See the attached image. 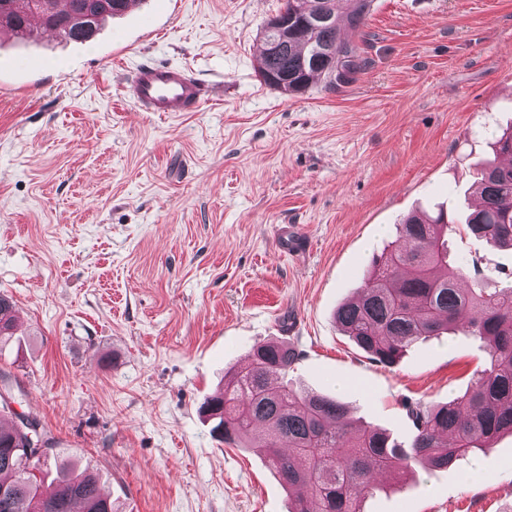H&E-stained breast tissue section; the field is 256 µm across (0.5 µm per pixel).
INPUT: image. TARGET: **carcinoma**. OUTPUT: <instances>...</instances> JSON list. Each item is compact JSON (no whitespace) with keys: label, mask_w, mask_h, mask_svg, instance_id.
<instances>
[{"label":"carcinoma","mask_w":512,"mask_h":512,"mask_svg":"<svg viewBox=\"0 0 512 512\" xmlns=\"http://www.w3.org/2000/svg\"><path fill=\"white\" fill-rule=\"evenodd\" d=\"M17 0H0V29L28 39L29 19L72 41H88L127 0H92L91 31L72 22L85 0H45L18 14ZM341 0H285L288 36L272 51L263 30L258 73L263 83L296 94L323 79L325 88L348 84L359 70L356 51L340 38ZM351 27L364 24L372 0H348ZM481 205L466 229L498 249L512 250V165L496 161L477 173ZM454 227L440 211L412 215L397 225L402 245L384 247L369 264L363 291L336 310L342 331L372 360L396 365L413 344L440 333L464 331L486 344L488 363L465 393L442 404L407 407L414 433L406 446L384 430H352L345 405L329 397L288 388L283 379L298 359L285 340L253 348L243 371L224 375V388L206 400L212 431L229 445L262 454L292 495V512H362L377 488L375 476L402 484L418 466L446 469L502 434L512 435V286L489 288L478 270L467 273L451 254ZM13 303L0 296V346L13 337ZM51 453L32 457L20 425L0 427V512H115L100 495L98 476L50 463ZM55 486L44 491L45 477Z\"/></svg>","instance_id":"1"}]
</instances>
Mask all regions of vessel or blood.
Segmentation results:
<instances>
[{
    "label": "vessel or blood",
    "instance_id": "vessel-or-blood-1",
    "mask_svg": "<svg viewBox=\"0 0 512 512\" xmlns=\"http://www.w3.org/2000/svg\"><path fill=\"white\" fill-rule=\"evenodd\" d=\"M128 93L144 112H196L208 98V88L181 66L146 63L136 67Z\"/></svg>",
    "mask_w": 512,
    "mask_h": 512
}]
</instances>
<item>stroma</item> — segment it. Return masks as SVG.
Instances as JSON below:
<instances>
[{"label": "stroma", "instance_id": "stroma-1", "mask_svg": "<svg viewBox=\"0 0 512 512\" xmlns=\"http://www.w3.org/2000/svg\"><path fill=\"white\" fill-rule=\"evenodd\" d=\"M284 0H139L85 43L0 36V416L40 423L118 512H290L256 452L202 413L253 347L286 339L292 388L409 443V403L462 395L487 354L435 336L386 367L341 331L373 252L445 211L489 287L512 251L471 235L478 162L512 126V0H373L353 83L285 95L257 71ZM144 61L213 101L174 115L125 93ZM363 512H512V435L384 485Z\"/></svg>", "mask_w": 512, "mask_h": 512}]
</instances>
